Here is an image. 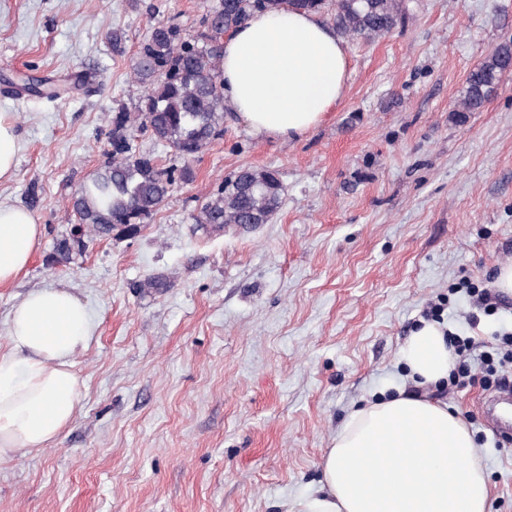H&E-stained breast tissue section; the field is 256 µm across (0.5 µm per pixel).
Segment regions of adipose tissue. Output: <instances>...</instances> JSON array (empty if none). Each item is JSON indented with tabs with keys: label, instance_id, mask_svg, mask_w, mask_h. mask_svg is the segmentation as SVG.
Instances as JSON below:
<instances>
[{
	"label": "adipose tissue",
	"instance_id": "adipose-tissue-1",
	"mask_svg": "<svg viewBox=\"0 0 512 512\" xmlns=\"http://www.w3.org/2000/svg\"><path fill=\"white\" fill-rule=\"evenodd\" d=\"M342 39L316 15L257 13L224 40V102L255 132L295 138L341 98ZM41 229L25 208L0 202V285L28 267ZM93 328L85 303L61 288L30 291L9 319L0 357V460L54 443L81 390L76 357ZM399 356L417 386L446 380L454 358L443 325L423 323ZM320 490L297 512H489V486L471 431L447 405L417 394L352 411L322 462Z\"/></svg>",
	"mask_w": 512,
	"mask_h": 512
}]
</instances>
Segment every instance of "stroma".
<instances>
[{
  "label": "stroma",
  "mask_w": 512,
  "mask_h": 512,
  "mask_svg": "<svg viewBox=\"0 0 512 512\" xmlns=\"http://www.w3.org/2000/svg\"><path fill=\"white\" fill-rule=\"evenodd\" d=\"M215 3L0 0V80L30 70L96 88L53 102L0 92L21 145L0 201L42 228L26 272L0 288V355L34 288L71 289L94 326L73 421L51 446L0 461V512H289L318 490L353 409L414 391L399 348L438 303L479 349L456 357L458 384L426 393L466 420L489 512H512V433L479 407L496 388L480 355L512 332V298L485 306L467 290L512 262V72L466 122L452 113L468 72L512 40V0H404L402 26L346 41L345 91L323 123L272 139L225 112L193 180L139 235L53 264L115 113L145 93L130 75L139 43L158 22L200 32ZM244 168L278 173L279 211L250 233L194 230L206 197ZM157 274L170 288L138 289Z\"/></svg>",
  "instance_id": "stroma-1"
}]
</instances>
